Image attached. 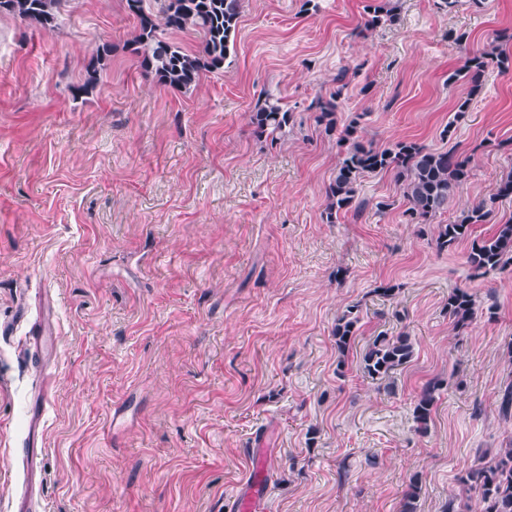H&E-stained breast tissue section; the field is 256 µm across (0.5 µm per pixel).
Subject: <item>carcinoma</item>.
<instances>
[{"instance_id":"cac0c4a2","label":"carcinoma","mask_w":512,"mask_h":512,"mask_svg":"<svg viewBox=\"0 0 512 512\" xmlns=\"http://www.w3.org/2000/svg\"><path fill=\"white\" fill-rule=\"evenodd\" d=\"M61 0H0V12L19 17L42 29L55 27L57 6ZM156 7L146 6V0H125L128 15L135 21V34L124 44L146 77L176 91L195 86L204 73L224 71L230 55V45L238 28L242 0H153ZM364 28L373 29L396 20V6L391 0H371L366 9ZM195 31L202 36V47L191 51L182 43L165 37L167 33ZM112 57V42L105 40L85 65L81 84L74 87V96L87 94L100 82L102 72ZM503 68L512 64V57L493 46L469 53L461 68L448 76V81H467L477 89L490 64ZM316 122L334 136L343 147L336 172L326 188V220L334 222L338 215L357 208V193L361 179L369 174L394 173L404 186L409 207L406 213L419 224H425L448 209L470 177V160L452 149L436 150L414 140H399L388 147L366 143L358 135L354 121L338 127L336 96L314 102ZM293 119L287 103L264 93L250 115L254 133L259 138L277 141L288 134ZM512 198V166L504 170L497 193L460 211L448 224L438 225L435 248L445 252L468 241L467 263L477 276L505 269L512 265V220L495 224L493 233L476 234V226L489 224L494 204ZM448 318L453 327L464 330L478 316L475 295L464 288L448 293ZM360 309L350 305L336 317L332 328L336 350L346 356L358 336ZM414 357V344L405 333L390 336L380 333L365 347L361 368L373 381H390L394 374ZM443 381L433 378L421 388L413 407V419L421 433L429 430ZM467 497L448 499L444 512H512V446L502 448L490 461L483 458L465 468L457 477ZM421 490V478L411 477L403 498L401 512H416V500Z\"/></svg>"}]
</instances>
